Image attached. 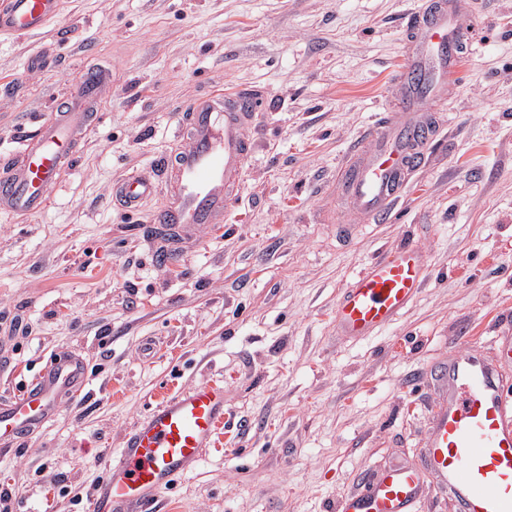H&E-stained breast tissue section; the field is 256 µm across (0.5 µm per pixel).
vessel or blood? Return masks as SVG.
Instances as JSON below:
<instances>
[{
    "instance_id": "b4317fda",
    "label": "vessel or blood",
    "mask_w": 512,
    "mask_h": 512,
    "mask_svg": "<svg viewBox=\"0 0 512 512\" xmlns=\"http://www.w3.org/2000/svg\"><path fill=\"white\" fill-rule=\"evenodd\" d=\"M60 0H0V35H34L59 12ZM464 0H435L414 13L407 30L413 53L396 73L401 89L399 111L380 113L363 134L339 181L340 192L362 224L393 218L406 175L416 168L435 133L420 111L427 99L443 93L464 43L477 39L464 32L459 16ZM104 85L99 74L86 76L68 94L69 108L59 121L40 129L26 149L24 165L0 173V207L39 212L55 187L68 145L86 130L96 96ZM262 105L247 89L225 91L223 102L191 101V145L167 164L176 191L170 205L157 210L153 223L174 229H200L223 223L237 201L248 161V129ZM147 178L123 181L116 194L137 209L153 196ZM426 260L410 243L366 265L342 289L336 301L339 335L361 339L392 325L410 305L423 280ZM443 394L432 418L429 439L419 462L393 463L366 479L361 491L334 504V512H421L423 492L453 498L459 512H512V392L497 365L470 348L451 345L448 363L438 375ZM85 383L81 360L58 352L33 381L0 405V445L9 446L38 429L64 396ZM224 422V388L203 384L163 398L126 435L95 492L93 512H131L149 503L176 477L195 469Z\"/></svg>"
}]
</instances>
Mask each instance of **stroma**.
Listing matches in <instances>:
<instances>
[{"instance_id": "35a3bbf8", "label": "stroma", "mask_w": 512, "mask_h": 512, "mask_svg": "<svg viewBox=\"0 0 512 512\" xmlns=\"http://www.w3.org/2000/svg\"><path fill=\"white\" fill-rule=\"evenodd\" d=\"M61 2L41 33L0 38V166L89 68L112 77L43 209L0 211V401L63 349L87 384L0 448L11 512H92L125 435L206 382L224 386L216 443L144 512H328L414 457L449 342L494 360L512 335V0H474L485 35L425 105L437 135L396 219L355 226L337 178L398 102L424 0ZM229 88L262 98L241 197L164 261L171 236L150 217L168 193L129 211L113 186L163 183L164 158L190 146L185 105ZM407 243L426 254L414 301L376 335H337L342 288Z\"/></svg>"}]
</instances>
